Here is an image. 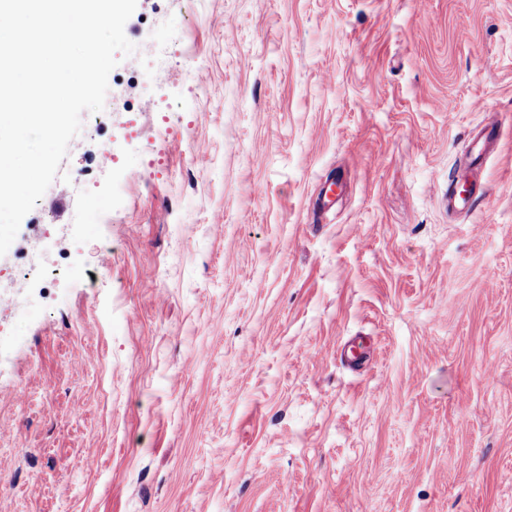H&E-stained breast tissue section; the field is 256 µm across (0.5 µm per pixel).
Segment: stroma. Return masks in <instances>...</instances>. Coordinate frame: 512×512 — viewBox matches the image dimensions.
<instances>
[{
	"instance_id": "35a3bbf8",
	"label": "stroma",
	"mask_w": 512,
	"mask_h": 512,
	"mask_svg": "<svg viewBox=\"0 0 512 512\" xmlns=\"http://www.w3.org/2000/svg\"><path fill=\"white\" fill-rule=\"evenodd\" d=\"M125 35L119 74L180 45L159 102L110 84L136 136L82 126L0 256V512H512V0H137ZM476 138L480 145L478 154L470 158L461 174L448 178V191L445 194L448 212L470 211L485 194V189L477 183L471 173L475 167L483 166L487 149L497 145L499 140L497 127L484 126L479 130Z\"/></svg>"
}]
</instances>
